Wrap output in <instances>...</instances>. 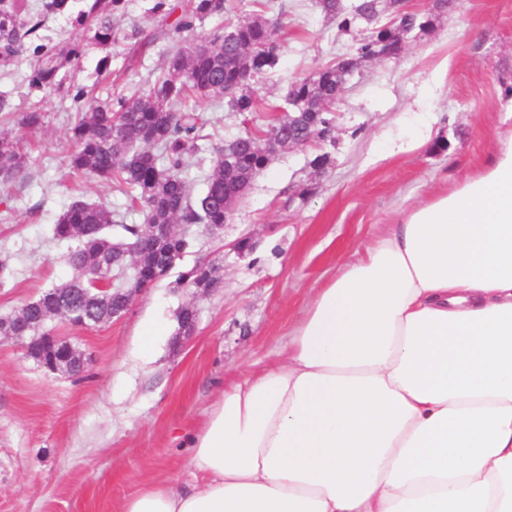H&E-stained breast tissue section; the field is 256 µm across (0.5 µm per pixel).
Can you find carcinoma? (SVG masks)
I'll list each match as a JSON object with an SVG mask.
<instances>
[{"instance_id": "carcinoma-1", "label": "carcinoma", "mask_w": 512, "mask_h": 512, "mask_svg": "<svg viewBox=\"0 0 512 512\" xmlns=\"http://www.w3.org/2000/svg\"><path fill=\"white\" fill-rule=\"evenodd\" d=\"M128 0H0V66L18 62L27 66L29 93L65 89L73 111L69 129L68 164L75 177H91L128 190L132 206L146 224H182L186 227L224 223V197L238 184L252 178L266 165L274 143H299L314 131L330 134L334 144L333 106L345 88L346 73L360 59H383L397 51L400 33L384 22V15L398 10L399 0H357V10L368 35L355 53L338 57L313 74L290 83L286 96L275 106L282 113L265 136L229 142L213 150L206 187L190 195L193 168L200 166L199 142L209 138V119L196 111L189 100L209 101L230 112L253 113L259 102L248 74L265 75L280 61L282 39L261 13L234 17L233 0H149L151 15L160 28L155 39L173 47L166 53L160 71L148 72L149 89L141 95L104 97L93 95L99 82H71L63 86L62 71L80 64L88 47L108 50L120 40L130 42L128 66L142 64L148 42L133 27L120 28ZM324 17L348 31L344 0H319ZM51 16L64 17L78 35L56 41L44 34ZM228 17L227 24L209 35L196 34L198 26L214 17ZM403 28L425 33L431 25L427 15L402 18ZM46 114L35 105L20 113L17 125L36 131ZM29 155L19 138L0 132V183L16 179L29 167ZM120 224L127 235L125 248L112 250L108 230ZM53 238L66 245L64 261L72 277L44 290L32 300L31 329L26 333V354L42 365L49 358L44 337L55 335L38 303L56 299L72 307L74 319L97 326L123 311L124 289L131 287L126 276L128 255L136 252L150 272L165 279L187 252L190 241L183 235L158 233L145 237L138 225L126 222L118 210L74 197L58 215ZM195 281L199 288H216L221 283L218 269L197 265L179 274L177 283ZM196 311L182 309L178 335L186 336L196 323Z\"/></svg>"}]
</instances>
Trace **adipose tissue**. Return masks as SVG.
<instances>
[{
	"instance_id": "1",
	"label": "adipose tissue",
	"mask_w": 512,
	"mask_h": 512,
	"mask_svg": "<svg viewBox=\"0 0 512 512\" xmlns=\"http://www.w3.org/2000/svg\"><path fill=\"white\" fill-rule=\"evenodd\" d=\"M186 446L193 482L122 512H512V130L363 244Z\"/></svg>"
}]
</instances>
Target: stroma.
I'll list each match as a JSON object with an SVG mask.
<instances>
[{
    "label": "stroma",
    "instance_id": "35a3bbf8",
    "mask_svg": "<svg viewBox=\"0 0 512 512\" xmlns=\"http://www.w3.org/2000/svg\"><path fill=\"white\" fill-rule=\"evenodd\" d=\"M146 0H130L121 25L138 27L150 45L139 69L125 66V44L111 48L116 91L142 92L166 51L152 41ZM265 16L282 30L277 70L258 79L257 96L279 101L289 82L308 76L360 36L338 31L317 0H273ZM24 67L0 71V90L16 111L38 101L42 130L25 134L37 160L0 187V316L65 282V245L50 228L73 194L114 210L124 195L112 185L68 175L70 114L62 93L29 94ZM512 0H457L430 29L407 36L398 58L371 60L334 106L336 144L319 141L277 153L235 205L220 236L192 230L180 270L217 267L216 288L162 280L112 321L82 331L56 321L86 359L82 375L49 373L14 340H0V512H120L146 481L193 478L182 436L199 429L224 385L276 364L295 319L367 239L416 201L452 189L489 159L499 132L512 128ZM209 147L263 134L276 120L245 116L207 102ZM426 142L409 148V141ZM331 161L321 171L311 162ZM247 240L245 251L235 248ZM194 308L191 336L177 341L178 315ZM165 324L149 356L143 328Z\"/></svg>",
    "mask_w": 512,
    "mask_h": 512
}]
</instances>
